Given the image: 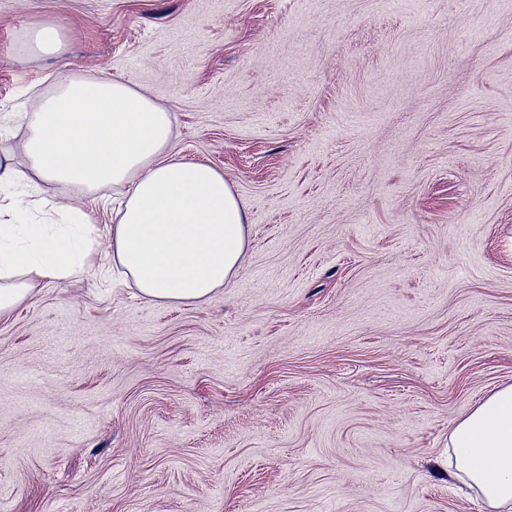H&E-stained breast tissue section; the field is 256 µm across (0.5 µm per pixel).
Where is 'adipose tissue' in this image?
Instances as JSON below:
<instances>
[{
  "instance_id": "adipose-tissue-1",
  "label": "adipose tissue",
  "mask_w": 512,
  "mask_h": 512,
  "mask_svg": "<svg viewBox=\"0 0 512 512\" xmlns=\"http://www.w3.org/2000/svg\"><path fill=\"white\" fill-rule=\"evenodd\" d=\"M173 114L123 80L58 72L8 155L47 183L93 195L125 193L109 232L112 261L143 299L202 303L234 278L248 244L244 207L223 172L171 150ZM60 224L29 222L15 198L0 224V320L40 279L62 281L90 263L97 243L87 213L61 205ZM448 472L488 512H512V384L460 417L448 436Z\"/></svg>"
}]
</instances>
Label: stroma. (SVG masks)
<instances>
[{
  "instance_id": "stroma-1",
  "label": "stroma",
  "mask_w": 512,
  "mask_h": 512,
  "mask_svg": "<svg viewBox=\"0 0 512 512\" xmlns=\"http://www.w3.org/2000/svg\"><path fill=\"white\" fill-rule=\"evenodd\" d=\"M58 56L18 58L39 20ZM69 71L174 114L250 244L211 301L100 251L0 320V512H482L444 464L512 384V0H0V146ZM30 193L51 221L68 189Z\"/></svg>"
}]
</instances>
